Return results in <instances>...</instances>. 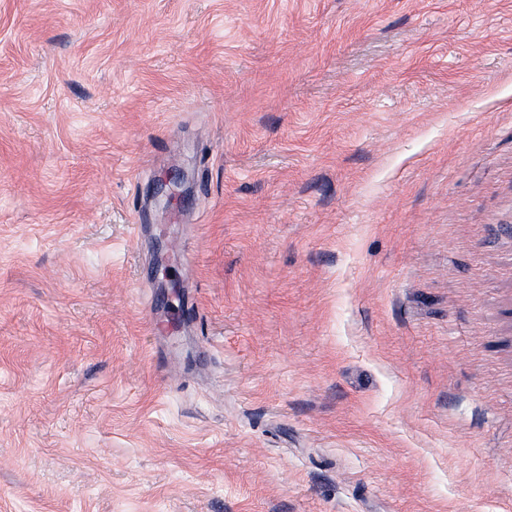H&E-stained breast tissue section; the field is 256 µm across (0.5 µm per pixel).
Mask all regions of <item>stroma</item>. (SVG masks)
I'll use <instances>...</instances> for the list:
<instances>
[{
	"label": "stroma",
	"mask_w": 512,
	"mask_h": 512,
	"mask_svg": "<svg viewBox=\"0 0 512 512\" xmlns=\"http://www.w3.org/2000/svg\"><path fill=\"white\" fill-rule=\"evenodd\" d=\"M1 458L0 512H512V0H0ZM191 181L192 174H190L188 171H174L167 179H165L164 182L162 181L159 186L153 188L151 196L156 197L162 193H165V199L163 202V208H165L172 199L173 195L176 193L181 194L183 192V187L188 189ZM166 187H168V190H166Z\"/></svg>",
	"instance_id": "stroma-1"
}]
</instances>
